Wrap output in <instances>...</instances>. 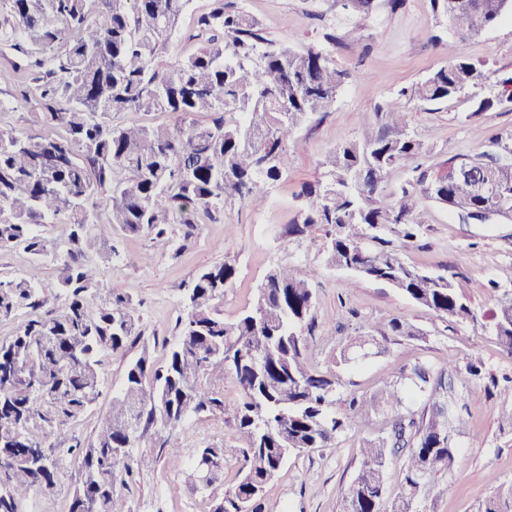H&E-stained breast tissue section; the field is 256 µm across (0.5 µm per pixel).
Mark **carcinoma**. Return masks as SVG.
I'll list each match as a JSON object with an SVG mask.
<instances>
[{"label": "carcinoma", "mask_w": 512, "mask_h": 512, "mask_svg": "<svg viewBox=\"0 0 512 512\" xmlns=\"http://www.w3.org/2000/svg\"><path fill=\"white\" fill-rule=\"evenodd\" d=\"M5 2L0 44L28 60L22 100L43 115L45 127L64 135L0 126V250L21 246L35 264L51 263L56 272L51 284L32 273L0 280V316L30 311L16 334L0 341V512H27L32 495L58 491L69 457L81 461L70 512H122L121 489L153 463L148 452H134L141 425L155 426L160 447L180 457L174 431L191 415L224 413L228 372L244 392L235 414L239 444L194 451V475L206 487L224 463L240 464V480L215 512H284L266 496V486L288 457L336 448L349 430L379 413L390 416V431L363 441L342 512H420L418 505L455 467L458 438L469 425L448 377L487 390L499 381L472 360L436 368L418 358L371 395L339 398L342 377L307 358L304 329L316 269L274 266L253 305L233 322L224 321L214 301L235 277V264L226 260L199 272L164 363L155 365L146 353L131 362L94 439L86 443L71 433L102 396L101 352L123 350L139 320L121 289L103 288L112 227L161 238L172 224L192 231L218 220L230 197L262 202L286 168L288 140L306 118L329 110L347 73L314 49L267 51L254 63L264 41L259 23L224 0H213L197 19L205 47L165 71L153 65L154 57L190 0ZM431 5L456 40L448 44V65L401 91L421 107L481 84V71L459 43L512 12V0ZM498 85L501 90L480 99L476 111L511 92L512 76ZM141 112H169L180 124L144 125L136 119ZM203 112L215 115L211 124L191 121ZM235 113L246 121L224 118ZM114 115L127 119L115 123ZM384 119L329 153L327 179L303 187L301 223L289 233L303 235L323 224L329 265L387 282L439 318L472 319L458 284L406 266L400 247L420 232L418 191L464 222L512 217V206H504L512 202V133L492 139V150L452 163L459 176L449 182L432 184L414 167L417 175L398 202L385 207L376 195L386 171L426 148L411 134L408 113L391 107ZM108 182L112 199L102 211L97 195ZM61 216L70 226L62 249L39 233ZM389 326L395 336L426 341L410 323ZM492 329L512 355V294L499 299ZM387 343L372 327L341 342L334 363L353 367L387 352ZM404 448L401 491L391 497L384 474ZM477 512H512V484L493 486Z\"/></svg>", "instance_id": "cac0c4a2"}]
</instances>
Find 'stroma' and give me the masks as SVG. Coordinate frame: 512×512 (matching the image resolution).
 I'll list each match as a JSON object with an SVG mask.
<instances>
[{
  "instance_id": "obj_1",
  "label": "stroma",
  "mask_w": 512,
  "mask_h": 512,
  "mask_svg": "<svg viewBox=\"0 0 512 512\" xmlns=\"http://www.w3.org/2000/svg\"><path fill=\"white\" fill-rule=\"evenodd\" d=\"M211 3L190 0L177 33L159 50L156 68L169 69L204 46L197 18L209 11ZM227 3L259 22L266 48L324 49L348 77L333 106L309 116L298 128L288 144V167L269 185L262 203L227 199L218 222L198 225L191 232L174 224L163 238L113 227L114 251L103 286L122 289L131 298L140 315L139 327L124 350L101 354L103 395L99 405L74 424L76 435L86 440L93 437L124 382L128 364L142 351H149L156 363L164 362L179 336V320L187 313L186 294L197 274L226 260L237 267L217 302L228 322L252 304L257 286L272 266L319 269L312 283L315 301L306 339L308 358L320 369L332 367L341 340L362 335L371 326L387 331L394 318L426 334L423 342L397 339L387 352L344 370L351 390L373 393L419 356L438 367L451 360H478L497 377H512V356L490 330L498 298L512 292V218L494 216L465 224L446 205L422 195L417 198L422 232L416 245L402 251V260L418 270L452 278L475 314L471 320L438 318L389 283L327 266L325 226H314L301 236L290 232L300 220L302 186L324 179L325 157L337 145L358 139L364 125H382L389 107L409 112L412 130L426 147L417 163L431 175L446 170L449 160L487 151L491 137L512 133V102L480 113L474 110L475 98L496 87L503 76L512 75V13H505L494 27L462 45L463 53L483 72L481 85L421 107L405 92L447 65L448 43L453 38L430 0H404L396 9L390 0H372L365 13L343 9L340 0ZM330 33L336 35V43L327 42ZM24 65L20 54L0 45V100L15 105L13 111L0 112V125L40 133L44 127L35 112L20 103L18 78ZM459 392L471 417L469 431L460 439L458 464L447 477L452 490L431 495L422 505L423 512H476L491 482L512 483V430L500 422L502 414L512 410V397L491 396L477 386H463ZM241 399L240 386L232 376H225L223 414L194 416L184 422L178 434L185 450L237 445L233 416ZM385 427V418L375 416L344 436L339 447L291 456L269 483L268 496L287 512H341L358 471L362 438L377 436ZM142 431V446L154 450L156 461L124 489V512H213L225 491L237 484L238 465L232 461L207 491H198L187 458L158 450L154 427L146 425Z\"/></svg>"
}]
</instances>
